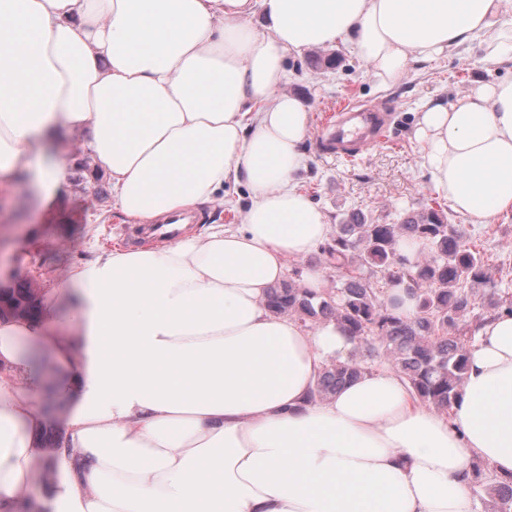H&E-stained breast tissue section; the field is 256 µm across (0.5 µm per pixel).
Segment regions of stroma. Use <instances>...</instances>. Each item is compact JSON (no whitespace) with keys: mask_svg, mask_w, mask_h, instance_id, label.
I'll return each mask as SVG.
<instances>
[{"mask_svg":"<svg viewBox=\"0 0 512 512\" xmlns=\"http://www.w3.org/2000/svg\"><path fill=\"white\" fill-rule=\"evenodd\" d=\"M329 56L334 59L330 65L325 62ZM317 57L322 65H314ZM511 75L512 62L490 63L480 50H461L433 62L410 64L401 81L382 87L347 44L290 55L283 88L300 98L312 119L341 101L387 104L393 112L387 142L358 161L326 158L317 151L314 137H307L300 188L334 225L358 211L376 224H398L424 207L446 206V199L433 192L423 165L415 137L418 115L428 102H452L476 82ZM80 139L79 133L66 131L54 142L70 175L51 201H44L31 175L13 193L0 195L1 283H9L15 270L22 269L32 273L40 288H49L71 269L114 247L148 245L140 225L116 208L107 174L79 148ZM224 192L223 204L200 208L204 221L190 225L191 233L202 236L209 225L241 223L237 200L245 187L229 185ZM447 217L449 223L463 225L467 239L483 252L499 296L512 299V214L490 224L467 223L452 211Z\"/></svg>","mask_w":512,"mask_h":512,"instance_id":"stroma-1","label":"stroma"}]
</instances>
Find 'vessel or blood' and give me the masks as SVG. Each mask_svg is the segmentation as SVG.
<instances>
[{"label": "vessel or blood", "instance_id": "vessel-or-blood-1", "mask_svg": "<svg viewBox=\"0 0 512 512\" xmlns=\"http://www.w3.org/2000/svg\"><path fill=\"white\" fill-rule=\"evenodd\" d=\"M389 113L377 112L354 104L339 106L326 113L317 127L316 145L321 155L336 159L359 158L370 147L382 143L389 129ZM193 215L182 220L148 225L144 233L152 239L166 240L182 234L183 224L194 223Z\"/></svg>", "mask_w": 512, "mask_h": 512}]
</instances>
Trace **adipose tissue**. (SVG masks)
Instances as JSON below:
<instances>
[{
    "label": "adipose tissue",
    "mask_w": 512,
    "mask_h": 512,
    "mask_svg": "<svg viewBox=\"0 0 512 512\" xmlns=\"http://www.w3.org/2000/svg\"><path fill=\"white\" fill-rule=\"evenodd\" d=\"M340 42L382 85L474 45L512 61V0H0V193L60 129L143 224L248 188L242 224L102 253L0 322V512H475L474 463L512 476L511 314L477 331L443 413L389 367L313 398L354 342L268 309L331 234L296 183L310 119L286 60ZM416 137L454 212H512V77L426 106Z\"/></svg>",
    "instance_id": "adipose-tissue-1"
}]
</instances>
